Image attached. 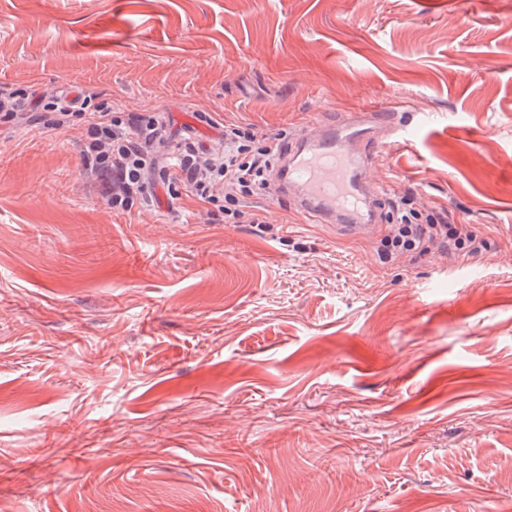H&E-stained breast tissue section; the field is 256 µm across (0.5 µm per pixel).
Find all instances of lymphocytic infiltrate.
Instances as JSON below:
<instances>
[{
    "label": "lymphocytic infiltrate",
    "mask_w": 512,
    "mask_h": 512,
    "mask_svg": "<svg viewBox=\"0 0 512 512\" xmlns=\"http://www.w3.org/2000/svg\"><path fill=\"white\" fill-rule=\"evenodd\" d=\"M75 119L85 126L83 152L96 183L113 208H128L134 196L143 194L148 169L155 160L157 120L119 116L107 107L79 114L64 110L45 129L51 132ZM276 149L270 138L250 127L232 124L224 129V152L220 157L209 158L189 146L172 144V153L179 156L173 177L203 202L223 201L225 223L260 225L263 217L243 211L241 204L247 198L268 193L267 174ZM432 246L456 259L477 255L484 241L473 225L455 222L445 208L419 210L408 199L395 201L389 230L378 251L380 262L392 264L420 256Z\"/></svg>",
    "instance_id": "lymphocytic-infiltrate-1"
}]
</instances>
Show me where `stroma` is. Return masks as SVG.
<instances>
[{
    "instance_id": "1",
    "label": "stroma",
    "mask_w": 512,
    "mask_h": 512,
    "mask_svg": "<svg viewBox=\"0 0 512 512\" xmlns=\"http://www.w3.org/2000/svg\"><path fill=\"white\" fill-rule=\"evenodd\" d=\"M0 512H512V0H0ZM225 125L391 109L382 198L486 247L381 264L171 178L117 212L57 104Z\"/></svg>"
}]
</instances>
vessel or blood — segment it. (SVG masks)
<instances>
[{"instance_id": "vessel-or-blood-1", "label": "vessel or blood", "mask_w": 512, "mask_h": 512, "mask_svg": "<svg viewBox=\"0 0 512 512\" xmlns=\"http://www.w3.org/2000/svg\"><path fill=\"white\" fill-rule=\"evenodd\" d=\"M386 122L378 109L368 124L359 114L345 113L331 123L305 126L279 155L272 194L289 200L308 223L372 233L382 221L372 170L380 164L379 128Z\"/></svg>"}]
</instances>
